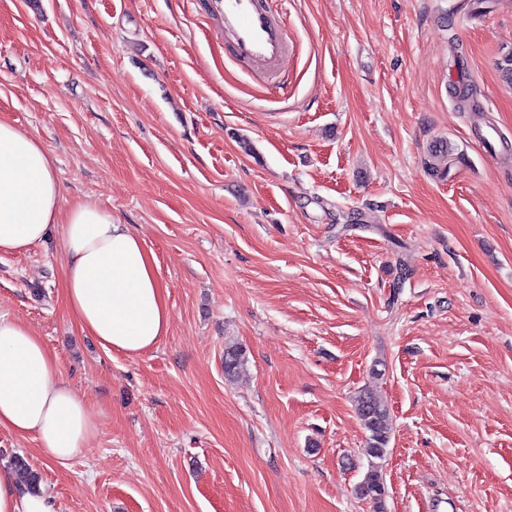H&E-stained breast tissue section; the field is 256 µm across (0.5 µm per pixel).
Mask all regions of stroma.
<instances>
[{
  "label": "stroma",
  "mask_w": 512,
  "mask_h": 512,
  "mask_svg": "<svg viewBox=\"0 0 512 512\" xmlns=\"http://www.w3.org/2000/svg\"><path fill=\"white\" fill-rule=\"evenodd\" d=\"M271 2L285 92L225 55L213 0H0V117L54 157L63 207L133 227L171 310L152 350L108 351L68 311L58 238L0 254V315L97 424L63 467L0 429V466H35L55 512H373L370 388L388 512H512V153L478 136L512 142V0ZM245 365L243 349L236 344H227L224 348V376L233 379L240 374ZM354 406L367 433L364 448L368 461L367 470L354 491L359 499L370 501L375 512H387L382 461L387 455L393 431L390 408L386 401L368 389L357 393Z\"/></svg>",
  "instance_id": "stroma-1"
}]
</instances>
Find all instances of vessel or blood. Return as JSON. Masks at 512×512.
<instances>
[{"mask_svg":"<svg viewBox=\"0 0 512 512\" xmlns=\"http://www.w3.org/2000/svg\"><path fill=\"white\" fill-rule=\"evenodd\" d=\"M224 15V49L233 59L273 71L288 55L286 19L269 0H217Z\"/></svg>","mask_w":512,"mask_h":512,"instance_id":"b4317fda","label":"vessel or blood"}]
</instances>
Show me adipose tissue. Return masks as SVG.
<instances>
[{"mask_svg": "<svg viewBox=\"0 0 512 512\" xmlns=\"http://www.w3.org/2000/svg\"><path fill=\"white\" fill-rule=\"evenodd\" d=\"M52 156L0 119V253H20L59 235L68 310L99 345L130 356L169 330L168 291L152 252L129 225L83 201L62 210ZM0 428L38 440L45 462L79 456L96 431L84 394L55 355L20 321L0 316ZM0 512H54L49 496L0 468Z\"/></svg>", "mask_w": 512, "mask_h": 512, "instance_id": "1", "label": "adipose tissue"}]
</instances>
